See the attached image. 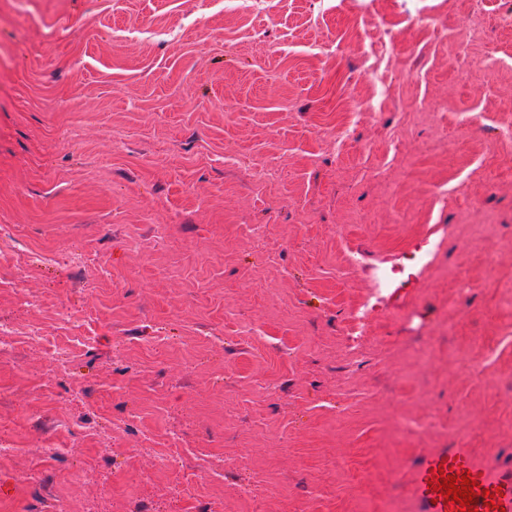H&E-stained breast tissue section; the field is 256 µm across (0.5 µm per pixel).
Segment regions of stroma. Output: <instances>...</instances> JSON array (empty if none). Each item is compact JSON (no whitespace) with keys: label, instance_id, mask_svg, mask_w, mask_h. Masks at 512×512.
Listing matches in <instances>:
<instances>
[{"label":"stroma","instance_id":"stroma-1","mask_svg":"<svg viewBox=\"0 0 512 512\" xmlns=\"http://www.w3.org/2000/svg\"><path fill=\"white\" fill-rule=\"evenodd\" d=\"M511 13L0 0V323L72 355L0 360V507L384 512L460 440L512 478Z\"/></svg>","mask_w":512,"mask_h":512}]
</instances>
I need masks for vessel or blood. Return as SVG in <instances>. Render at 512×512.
Listing matches in <instances>:
<instances>
[{"label": "vessel or blood", "instance_id": "1", "mask_svg": "<svg viewBox=\"0 0 512 512\" xmlns=\"http://www.w3.org/2000/svg\"><path fill=\"white\" fill-rule=\"evenodd\" d=\"M442 464L453 467L457 472H470L472 478L478 481L480 488L494 490L505 512H512V479L492 477L486 469L474 463L469 448L463 443L456 444L448 451L427 456L418 464L415 474V495L423 504L425 512H450L449 506L437 501L434 491L428 487L433 473Z\"/></svg>", "mask_w": 512, "mask_h": 512}]
</instances>
